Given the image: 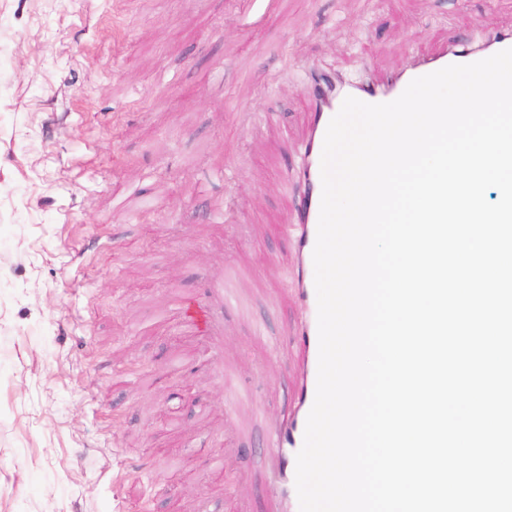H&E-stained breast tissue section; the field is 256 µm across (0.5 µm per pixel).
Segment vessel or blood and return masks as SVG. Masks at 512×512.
<instances>
[{
  "instance_id": "obj_1",
  "label": "vessel or blood",
  "mask_w": 512,
  "mask_h": 512,
  "mask_svg": "<svg viewBox=\"0 0 512 512\" xmlns=\"http://www.w3.org/2000/svg\"><path fill=\"white\" fill-rule=\"evenodd\" d=\"M507 48H512V34L489 33L481 38L477 46L441 49L434 57L417 61L410 68L380 84H348L347 93L369 104L390 102L398 98L417 77L451 64L473 63ZM337 112L338 109L334 106L325 109L321 104L313 105L310 133L305 140L300 163L297 168L285 172L282 180L284 188H293L298 192L290 224L293 228L294 247L300 256L295 273L297 298L305 312L304 322L298 329L305 349V363L295 390V406L270 431V478L274 481L282 478L288 483L287 493L280 502L282 512H300L294 487L296 456L303 446L307 417L315 399L319 353L313 250L322 195L321 156L327 127ZM246 276V270L238 267L221 271L209 283L210 291L205 300L206 315L200 320L189 315L186 319L189 327L203 328L211 337L213 348H220L224 342L221 319L225 307L236 308L245 316L251 312L249 302L239 293L240 282ZM213 369L235 406L249 403V393L234 384L232 373L225 367L223 358H214Z\"/></svg>"
}]
</instances>
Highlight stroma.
Masks as SVG:
<instances>
[{
  "mask_svg": "<svg viewBox=\"0 0 512 512\" xmlns=\"http://www.w3.org/2000/svg\"><path fill=\"white\" fill-rule=\"evenodd\" d=\"M479 28L512 0H0V512H277L304 88ZM228 265L253 319L225 310L222 354L263 408L240 436L171 305Z\"/></svg>",
  "mask_w": 512,
  "mask_h": 512,
  "instance_id": "1",
  "label": "stroma"
}]
</instances>
